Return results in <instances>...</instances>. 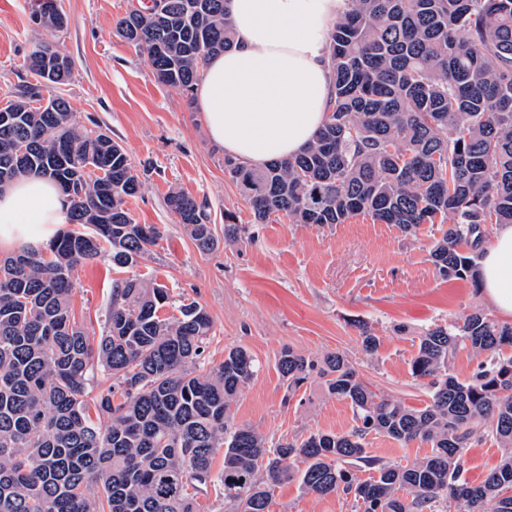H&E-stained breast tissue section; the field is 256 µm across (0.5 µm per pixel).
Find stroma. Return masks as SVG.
Masks as SVG:
<instances>
[{
	"label": "stroma",
	"instance_id": "stroma-1",
	"mask_svg": "<svg viewBox=\"0 0 512 512\" xmlns=\"http://www.w3.org/2000/svg\"><path fill=\"white\" fill-rule=\"evenodd\" d=\"M130 0H59L69 23L49 40L74 64L71 81L59 86L79 123L121 144L143 177V189L127 207L136 223L161 228L153 252L132 268L113 267L109 258L79 267L72 306L80 326L101 333L111 303L112 282L126 277L166 285L176 315L179 304L195 301L213 320L202 360L218 366L224 352L241 346L257 371L234 404L235 421L268 441L304 438L352 429L354 413L319 377L289 393L276 366L282 350L313 360L342 353L379 395L424 407L426 380L412 377L410 363L428 329L477 311L489 312L471 280H445L428 259L438 235L433 224L405 234L390 224L357 217L345 224H292L281 218L256 223L248 199L224 169L223 148L209 139L201 115L188 110L179 90L159 84L145 52L114 34ZM32 0H0V104L31 75L24 66L35 34ZM181 190L210 204L217 251H198L185 226L167 206ZM234 215L246 232L225 241L224 217ZM379 339L367 355L359 324ZM371 455L407 465L426 456L428 443L402 447L371 435ZM353 496H317L300 482L277 487L269 512H354Z\"/></svg>",
	"mask_w": 512,
	"mask_h": 512
}]
</instances>
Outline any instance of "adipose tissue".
Segmentation results:
<instances>
[{
	"instance_id": "ef3b65f1",
	"label": "adipose tissue",
	"mask_w": 512,
	"mask_h": 512,
	"mask_svg": "<svg viewBox=\"0 0 512 512\" xmlns=\"http://www.w3.org/2000/svg\"><path fill=\"white\" fill-rule=\"evenodd\" d=\"M232 48L206 62L196 97L209 138L261 167L314 138L331 104L330 32L346 0H226ZM67 221L60 189L28 176L0 188V248L48 240ZM487 303L512 318V224L498 225L478 269Z\"/></svg>"
}]
</instances>
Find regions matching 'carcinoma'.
Masks as SVG:
<instances>
[{
  "mask_svg": "<svg viewBox=\"0 0 512 512\" xmlns=\"http://www.w3.org/2000/svg\"><path fill=\"white\" fill-rule=\"evenodd\" d=\"M126 13L114 33L145 51L156 80L193 103L206 59L233 44L225 0H156ZM332 100L326 121L300 154L262 169L224 157L255 220L346 224L356 217L409 234L437 224L429 257L444 279L478 282L488 224H512V0H348L330 34ZM39 80L21 86L0 112V176L37 175L69 204V228L45 248L0 260V512H198L195 494L213 482L236 512H269L275 487L299 478L306 491L351 494L362 512H512V324L475 312L428 330L411 374L429 380L423 408L377 394L347 357L315 363L291 350L277 369L296 391L315 372L348 402L347 433L314 432L271 446L232 405L255 373L249 351L201 362L213 321L196 302L166 317L162 284L112 283L105 331L89 335L71 306L75 269L104 255L126 268L162 238L126 206L142 180L124 148L87 130L58 95L43 91L73 76L71 59L45 40L25 57ZM25 141L29 155L18 158ZM104 176L85 177L88 167ZM167 204L202 253L217 241L207 203L172 191ZM488 354L470 379L448 363L461 348ZM108 420L92 421L85 397ZM431 453L411 465L383 463L366 436ZM492 436L499 464L473 484L467 447ZM222 468L213 471L217 449ZM374 470L366 480L360 467ZM102 483L100 497L88 493Z\"/></svg>",
  "mask_w": 512,
  "mask_h": 512,
  "instance_id": "1",
  "label": "carcinoma"
}]
</instances>
